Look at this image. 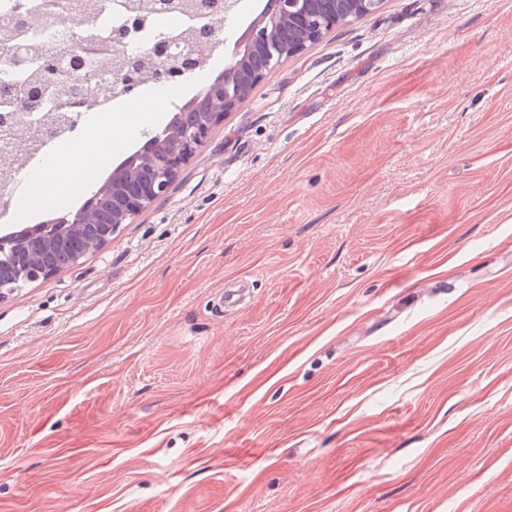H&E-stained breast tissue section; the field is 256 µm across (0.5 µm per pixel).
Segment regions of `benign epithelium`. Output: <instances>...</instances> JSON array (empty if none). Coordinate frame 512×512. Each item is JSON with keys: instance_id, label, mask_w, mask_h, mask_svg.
<instances>
[{"instance_id": "benign-epithelium-1", "label": "benign epithelium", "mask_w": 512, "mask_h": 512, "mask_svg": "<svg viewBox=\"0 0 512 512\" xmlns=\"http://www.w3.org/2000/svg\"><path fill=\"white\" fill-rule=\"evenodd\" d=\"M384 0H276L250 24L244 43L224 60V77L208 87L209 111L191 128L170 122L152 138L169 142L166 153L155 155L145 150L134 152L112 170V217L102 223L99 193L86 199L72 221L50 218L40 224H11L0 229V302L28 282L49 279L63 268H49V255L71 239H81L85 254L93 253L112 241L119 227L151 207L166 195L182 168L208 140L225 116L236 111L253 90L286 60L305 53L327 33L352 19L376 13ZM147 18L128 10L125 22L112 31V43L119 46L118 60L103 66L112 74L113 89L124 97L134 95L144 85L169 83L185 77L207 61L218 34L212 23L205 24L203 35L180 43V36L160 38L133 51L128 44L138 40ZM46 114L34 123L24 117L0 121V142H33L46 132Z\"/></svg>"}]
</instances>
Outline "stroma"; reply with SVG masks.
Wrapping results in <instances>:
<instances>
[{
    "label": "stroma",
    "instance_id": "1",
    "mask_svg": "<svg viewBox=\"0 0 512 512\" xmlns=\"http://www.w3.org/2000/svg\"><path fill=\"white\" fill-rule=\"evenodd\" d=\"M0 512H512V0L337 27L1 301Z\"/></svg>",
    "mask_w": 512,
    "mask_h": 512
}]
</instances>
